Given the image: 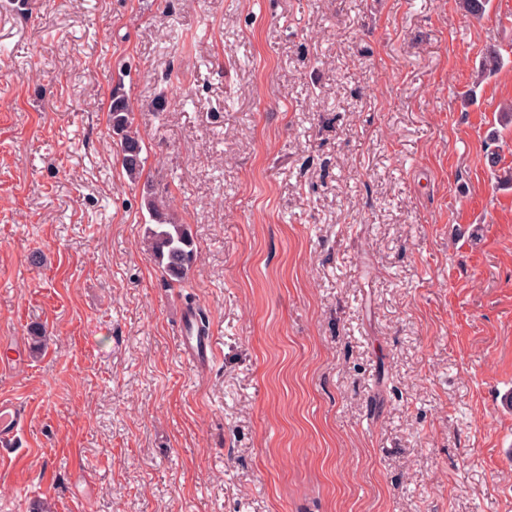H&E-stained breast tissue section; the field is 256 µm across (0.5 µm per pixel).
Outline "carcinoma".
<instances>
[{
	"label": "carcinoma",
	"instance_id": "obj_1",
	"mask_svg": "<svg viewBox=\"0 0 512 512\" xmlns=\"http://www.w3.org/2000/svg\"><path fill=\"white\" fill-rule=\"evenodd\" d=\"M111 122L112 132L119 141L123 169L128 179L135 182L143 167L141 137L133 129L131 112L124 99L112 101ZM146 206L153 224L146 229L144 246L163 277L172 284H181L197 261V244L186 225L173 221L164 207L152 199L147 200Z\"/></svg>",
	"mask_w": 512,
	"mask_h": 512
}]
</instances>
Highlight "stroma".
Wrapping results in <instances>:
<instances>
[{
  "instance_id": "1",
  "label": "stroma",
  "mask_w": 512,
  "mask_h": 512,
  "mask_svg": "<svg viewBox=\"0 0 512 512\" xmlns=\"http://www.w3.org/2000/svg\"><path fill=\"white\" fill-rule=\"evenodd\" d=\"M511 104L512 0H0V512H512ZM112 132L117 136L122 154V166L131 182L140 177L143 158L141 157V137L133 129L131 112L122 98H114L111 107ZM150 217L144 246L154 258L163 277L172 284L183 283L198 258L197 244L185 224H177L167 210L147 199ZM184 321L180 329V343L182 349L191 355L196 361L208 359L212 353V339L201 332L196 325L191 313H184ZM25 416L21 409L11 406H0V441L11 440L22 430Z\"/></svg>"
}]
</instances>
